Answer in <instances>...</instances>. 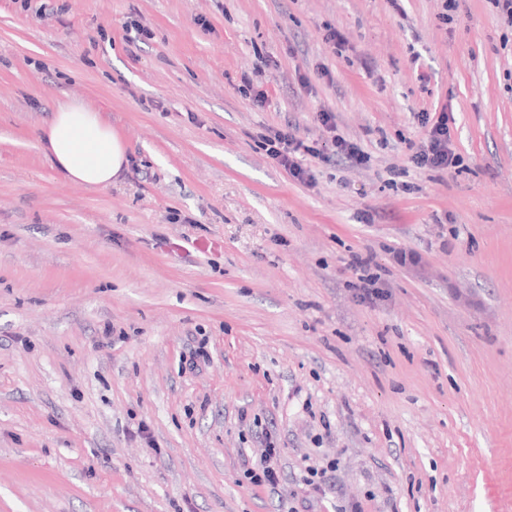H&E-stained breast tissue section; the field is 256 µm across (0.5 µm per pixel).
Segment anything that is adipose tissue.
<instances>
[{"label":"adipose tissue","mask_w":512,"mask_h":512,"mask_svg":"<svg viewBox=\"0 0 512 512\" xmlns=\"http://www.w3.org/2000/svg\"><path fill=\"white\" fill-rule=\"evenodd\" d=\"M39 140L69 180L89 187L111 185L126 164L120 135L100 113L79 104L60 106Z\"/></svg>","instance_id":"1"}]
</instances>
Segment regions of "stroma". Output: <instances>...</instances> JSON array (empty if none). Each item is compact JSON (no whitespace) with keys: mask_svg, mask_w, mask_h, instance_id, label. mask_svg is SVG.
Listing matches in <instances>:
<instances>
[{"mask_svg":"<svg viewBox=\"0 0 512 512\" xmlns=\"http://www.w3.org/2000/svg\"><path fill=\"white\" fill-rule=\"evenodd\" d=\"M441 12L0 0V512H512V26ZM72 100L124 140L108 187L39 143ZM444 103L463 165L417 168ZM323 110L369 160L309 187L255 136ZM280 448L277 443L270 438L266 440L265 451L257 469L250 468L246 472V477L250 483L256 486H266L275 490L281 481V474L278 469V458Z\"/></svg>","mask_w":512,"mask_h":512,"instance_id":"1","label":"stroma"}]
</instances>
